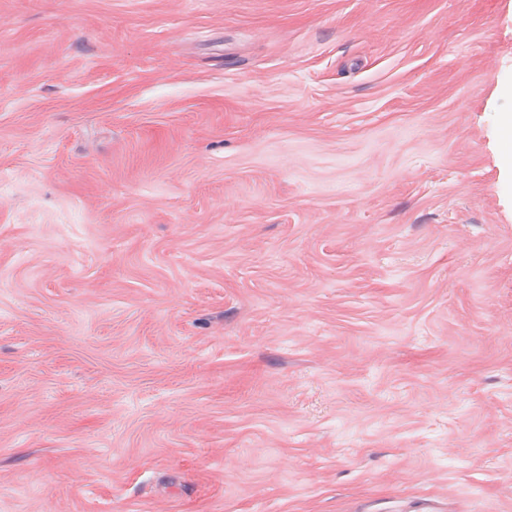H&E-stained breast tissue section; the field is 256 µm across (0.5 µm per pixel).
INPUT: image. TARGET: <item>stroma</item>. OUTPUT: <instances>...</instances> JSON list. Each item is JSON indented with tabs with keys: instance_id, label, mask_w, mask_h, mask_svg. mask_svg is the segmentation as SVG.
Returning <instances> with one entry per match:
<instances>
[{
	"instance_id": "obj_1",
	"label": "stroma",
	"mask_w": 512,
	"mask_h": 512,
	"mask_svg": "<svg viewBox=\"0 0 512 512\" xmlns=\"http://www.w3.org/2000/svg\"><path fill=\"white\" fill-rule=\"evenodd\" d=\"M512 0H0V512H512Z\"/></svg>"
}]
</instances>
